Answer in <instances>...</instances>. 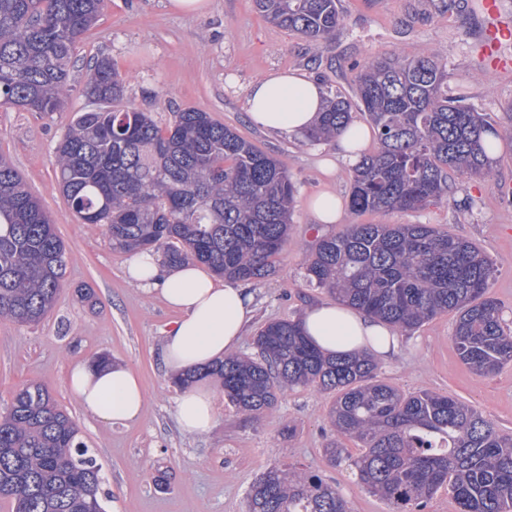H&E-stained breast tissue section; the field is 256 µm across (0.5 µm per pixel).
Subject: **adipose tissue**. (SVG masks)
Here are the masks:
<instances>
[{"mask_svg":"<svg viewBox=\"0 0 512 512\" xmlns=\"http://www.w3.org/2000/svg\"><path fill=\"white\" fill-rule=\"evenodd\" d=\"M325 106L322 87L305 74L270 73L253 81L248 90L250 121L273 133L296 135L312 127ZM372 138L370 128L356 124L339 136L334 150L321 158L323 173L355 165ZM129 282L147 291H159L176 309L178 319L167 331L161 362L169 375H184L223 360L240 342L253 314V296L241 283L220 280L204 267L186 262L162 266L157 254H134L125 269ZM302 327L324 354H345L364 349L391 356L397 347L393 331L374 318L338 303H316L306 308ZM70 392L86 412L112 423L138 419L143 411L144 386L127 365L95 368L84 362L71 365ZM176 421L188 436L210 433L217 424L215 395L204 382L179 392Z\"/></svg>","mask_w":512,"mask_h":512,"instance_id":"obj_1","label":"adipose tissue"}]
</instances>
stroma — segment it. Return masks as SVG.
<instances>
[{
    "instance_id": "obj_1",
    "label": "stroma",
    "mask_w": 512,
    "mask_h": 512,
    "mask_svg": "<svg viewBox=\"0 0 512 512\" xmlns=\"http://www.w3.org/2000/svg\"><path fill=\"white\" fill-rule=\"evenodd\" d=\"M167 0H107L96 24L77 44L73 91L64 110L26 112L0 108V154L6 156L51 216L65 245L66 273L52 311L42 322L20 327L0 319V413L14 392L39 383L76 422L104 475L105 512H246L251 483L273 467L292 466L323 476L350 512H390L385 501L359 484L350 469L331 465L323 446L330 433L333 393L314 387L285 392L259 417L238 412L216 386L217 425L211 434L184 435L176 422L178 394L160 363L165 331L178 313L158 292L127 281V253L113 249L102 224L79 222L58 183L56 145L86 105V66L112 60L127 78V105L151 113L158 125L177 109L195 107L276 157L297 186L288 243L274 275L251 286L254 313L237 348L254 353L253 338L266 322L296 318L330 294L309 287L304 261L317 240L348 224H430L473 241L492 259L489 290L512 325V201L502 187L512 182V77L478 73L462 36L473 24L475 0H339L342 22L335 35L315 44L278 28L253 0H206L194 14L171 12ZM439 52L447 61L448 91L489 114L505 133L492 177H456V206L431 205L415 212L344 213L334 224L317 223L310 197L330 190L349 195L347 169L327 176L319 159L329 146L273 135L246 113L250 84L259 76L299 71L352 94L353 62L370 53ZM91 288L96 306L82 302ZM454 314H442L407 335L379 359L381 378L404 393H448L472 405L504 433L512 434V364L482 378L460 360L453 341ZM99 354L132 367L147 397L139 419L111 424L87 414L66 384L72 363Z\"/></svg>"
}]
</instances>
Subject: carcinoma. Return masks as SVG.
<instances>
[{
	"mask_svg": "<svg viewBox=\"0 0 512 512\" xmlns=\"http://www.w3.org/2000/svg\"><path fill=\"white\" fill-rule=\"evenodd\" d=\"M271 24L320 42L341 23L338 0H254ZM104 0H0V107L56 112L72 91L76 43ZM354 95L328 88L304 133L327 144L361 112L376 149L350 168L349 208L365 213L456 206L448 173L488 178L500 136L492 118L448 95L437 52L370 54L354 66ZM124 77L108 58L89 65L86 107L56 146L62 193L84 224H105L112 248L162 252L169 265L194 259L255 284L276 272L297 192L288 170L201 109L177 111L162 128L122 105ZM310 286L412 332L456 313L461 361L483 378L512 362V329L487 295L495 275L473 243L430 224H350L322 237L305 260ZM65 245L49 214L0 156V317L40 323L65 275ZM257 355H229L210 372L240 412L257 416L287 390L336 393L324 451L346 465L393 512H420L448 487L459 512H512V435L448 395H405L379 379L369 354L327 357L300 321L265 323ZM41 384L17 390L0 414V502L11 512H104L102 467ZM363 452L350 454L345 441ZM247 512H348L317 474L271 468L247 495Z\"/></svg>",
	"mask_w": 512,
	"mask_h": 512,
	"instance_id": "cac0c4a2",
	"label": "carcinoma"
}]
</instances>
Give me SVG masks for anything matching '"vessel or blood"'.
Instances as JSON below:
<instances>
[{
  "mask_svg": "<svg viewBox=\"0 0 512 512\" xmlns=\"http://www.w3.org/2000/svg\"><path fill=\"white\" fill-rule=\"evenodd\" d=\"M479 20L467 31L474 56L486 71L500 76L512 75V55L502 45L512 40V15L500 0H479Z\"/></svg>",
  "mask_w": 512,
  "mask_h": 512,
  "instance_id": "b4317fda",
  "label": "vessel or blood"
}]
</instances>
